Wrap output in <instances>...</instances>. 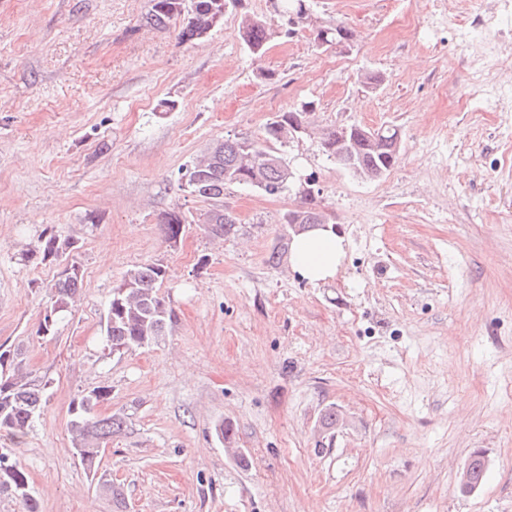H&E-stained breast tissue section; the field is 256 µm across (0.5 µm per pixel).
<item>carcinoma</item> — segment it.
Listing matches in <instances>:
<instances>
[{
    "mask_svg": "<svg viewBox=\"0 0 512 512\" xmlns=\"http://www.w3.org/2000/svg\"><path fill=\"white\" fill-rule=\"evenodd\" d=\"M238 2L240 0H154L150 22L160 26L178 20L181 22V41L195 42L210 31L215 17L223 13L228 4ZM279 7L291 24L305 18V0H279ZM241 32L247 49L254 54L264 53L276 34L280 33L285 38L293 34L290 28L277 32L265 19L247 13L241 18ZM353 38V30L342 23L320 34V39L337 46ZM301 118L303 112L300 110L284 112L266 126L263 139L240 137L218 141L185 167L182 186L211 202L209 212H224V219L219 224L205 219L212 235L228 239L238 232L236 217L224 210V190L227 187L245 186L274 195L292 182L288 178L289 164L274 148L276 143L281 147L287 146L289 140H276L271 135V128L276 126L286 132ZM398 135L399 130L394 126L370 130L354 124L346 130L336 128L325 133L321 148L333 160L336 159V150L345 148L353 156V165L357 170L385 175L393 168L397 158L387 141ZM297 213L309 222H317L322 214L320 196H302V206ZM161 223L166 241L177 243L184 231L181 212L171 210L164 213ZM72 248L73 242L69 239L45 229L38 236L37 244L22 253V260L36 264L57 261L69 254ZM165 275V267L160 263L138 265L128 269L123 276L122 283L129 285V288L112 289L104 317V336L111 351L124 354L145 348L165 335L174 317L172 308L158 292V285ZM81 285L82 275L75 273L66 274L55 281L49 289L47 302L48 308L57 310L53 325H48L47 318H42L37 334L50 335L56 325L66 319ZM49 384L48 379L34 378L21 372L20 366L7 352L0 353V434L19 439L32 430L41 414ZM110 394V388L96 387L70 408L69 431L73 449L80 450L81 464L93 478L102 460L100 444L124 431L122 418L96 413V408L108 400ZM100 488L112 499L113 512H123L124 499L120 488L108 480ZM1 496L20 501L25 512H40L24 466L17 458L3 451L0 452Z\"/></svg>",
    "mask_w": 512,
    "mask_h": 512,
    "instance_id": "obj_1",
    "label": "carcinoma"
}]
</instances>
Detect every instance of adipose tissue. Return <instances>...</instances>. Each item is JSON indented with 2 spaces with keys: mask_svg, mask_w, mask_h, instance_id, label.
<instances>
[{
  "mask_svg": "<svg viewBox=\"0 0 512 512\" xmlns=\"http://www.w3.org/2000/svg\"><path fill=\"white\" fill-rule=\"evenodd\" d=\"M347 241L331 228H314L297 236L288 263L301 278L313 284L333 282L343 268Z\"/></svg>",
  "mask_w": 512,
  "mask_h": 512,
  "instance_id": "1",
  "label": "adipose tissue"
}]
</instances>
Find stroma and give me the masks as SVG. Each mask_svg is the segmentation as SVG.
<instances>
[{
	"mask_svg": "<svg viewBox=\"0 0 512 512\" xmlns=\"http://www.w3.org/2000/svg\"><path fill=\"white\" fill-rule=\"evenodd\" d=\"M275 5L242 0L185 43L178 24L150 23L153 0H0V352L51 380L32 431L0 448L41 512H112L68 427L73 402L106 386L98 411L126 427L101 470L127 512H512V46L498 40L512 16L472 28L479 0L436 18L427 0H306L294 37L249 53L242 15L285 26ZM336 22L357 33L348 49L316 38ZM365 72L382 83L362 88ZM301 107L315 131H401L378 181L339 168L315 132L284 150L349 241L325 285L268 263L297 188L227 189L239 231L225 240L178 187L213 141L262 137ZM173 209L174 245L159 224ZM46 228L74 250L23 262ZM153 262L175 320L158 343L111 352L112 290ZM70 264L78 299L37 335ZM331 406L343 423L325 434ZM477 450L485 481L460 493ZM184 218L179 211L171 210L161 217L165 239L170 244H176L184 231Z\"/></svg>",
	"mask_w": 512,
	"mask_h": 512,
	"instance_id": "35a3bbf8",
	"label": "stroma"
}]
</instances>
